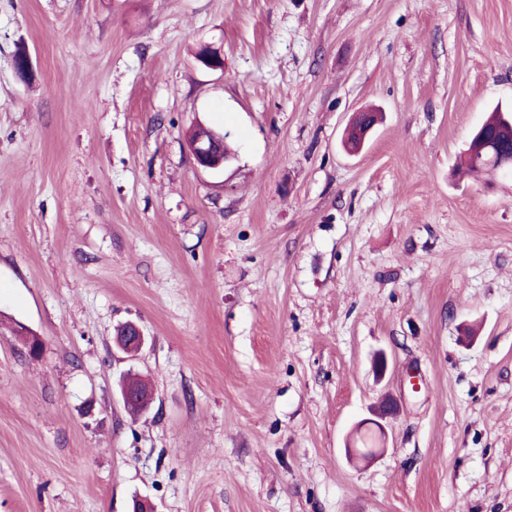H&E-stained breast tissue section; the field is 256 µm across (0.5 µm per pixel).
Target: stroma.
<instances>
[{
    "mask_svg": "<svg viewBox=\"0 0 512 512\" xmlns=\"http://www.w3.org/2000/svg\"><path fill=\"white\" fill-rule=\"evenodd\" d=\"M497 105L512 0H0V512H512V179L454 171ZM199 133H195L192 136L208 137V140H197L191 147L192 155L197 166L209 169L217 170L224 167L227 162L224 156H228L231 159V152L224 143V155L218 151L217 146L224 141V135L214 133V136L209 139L210 133L203 127H197Z\"/></svg>",
    "mask_w": 512,
    "mask_h": 512,
    "instance_id": "35a3bbf8",
    "label": "stroma"
}]
</instances>
